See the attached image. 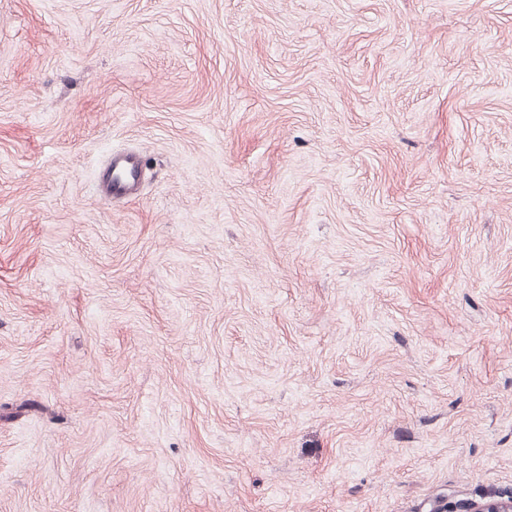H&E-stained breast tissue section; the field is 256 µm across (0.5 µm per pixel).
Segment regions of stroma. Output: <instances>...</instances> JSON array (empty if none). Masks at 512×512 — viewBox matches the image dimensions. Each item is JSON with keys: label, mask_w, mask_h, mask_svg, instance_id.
<instances>
[{"label": "stroma", "mask_w": 512, "mask_h": 512, "mask_svg": "<svg viewBox=\"0 0 512 512\" xmlns=\"http://www.w3.org/2000/svg\"><path fill=\"white\" fill-rule=\"evenodd\" d=\"M491 493L512 0H0V512ZM142 162L134 152L114 154L102 169L99 185L107 201L136 198L141 187Z\"/></svg>", "instance_id": "obj_1"}]
</instances>
